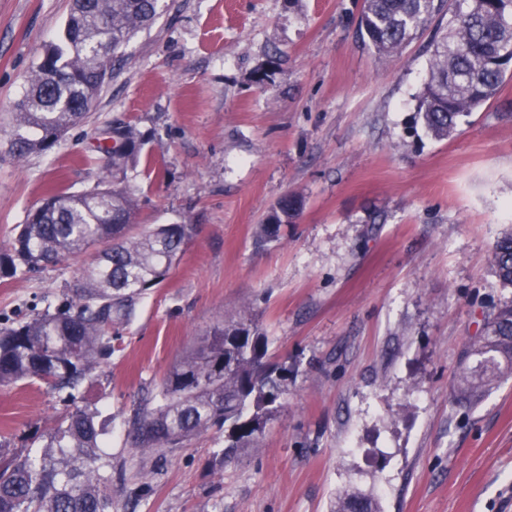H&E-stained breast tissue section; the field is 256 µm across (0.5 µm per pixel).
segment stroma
Masks as SVG:
<instances>
[{"instance_id":"35a3bbf8","label":"stroma","mask_w":512,"mask_h":512,"mask_svg":"<svg viewBox=\"0 0 512 512\" xmlns=\"http://www.w3.org/2000/svg\"><path fill=\"white\" fill-rule=\"evenodd\" d=\"M127 45L83 123L16 159L0 132V247L46 192L95 185L106 128L148 138L129 171L137 224H191L166 280L109 332L74 392L0 387V457L42 450L75 410L103 424L112 512H512V378L465 409L452 386L506 301L490 259L512 229V68L448 139L419 120L433 28L381 56L363 0H166ZM70 0H0V124ZM303 199L274 239L278 201ZM91 255L0 280V328L64 299ZM248 319L292 373L256 447L227 464L218 428L183 448L130 444L137 407L212 329ZM332 512H381V506L375 497L353 492L340 497Z\"/></svg>"}]
</instances>
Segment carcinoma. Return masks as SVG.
<instances>
[{
	"label": "carcinoma",
	"mask_w": 512,
	"mask_h": 512,
	"mask_svg": "<svg viewBox=\"0 0 512 512\" xmlns=\"http://www.w3.org/2000/svg\"><path fill=\"white\" fill-rule=\"evenodd\" d=\"M163 0H71L60 42L46 49L15 102L9 153L24 158L52 149L83 121L91 101L122 60L121 50L163 11ZM448 12L436 30L429 77L418 112L437 138L451 137L460 117L496 96L512 64V0H363L362 39L391 56L413 40L435 15ZM110 40L112 51L105 50ZM145 136L131 123L112 126L99 145L107 154L93 188L52 189L27 215L7 248H0V279L94 252L71 285L75 298L0 329V386L40 380L74 388L112 354L107 329L133 311L138 298L161 284L184 252L195 227L157 224L139 229L137 197L125 180L141 163ZM303 203L277 204L262 234L278 236ZM492 267L512 287V230L496 242ZM267 336L256 326L230 321L216 327L203 349L184 357L163 380L156 401L133 423L136 448H180L211 427L224 429L219 463L234 459L262 433L274 405L288 390L287 363H272ZM454 384L459 405L481 401L490 387L512 376V302L500 306L469 343ZM102 425L94 412H73L46 449L0 466V512H112L111 476L97 454ZM333 512H381L379 501L353 492Z\"/></svg>",
	"instance_id": "obj_1"
}]
</instances>
